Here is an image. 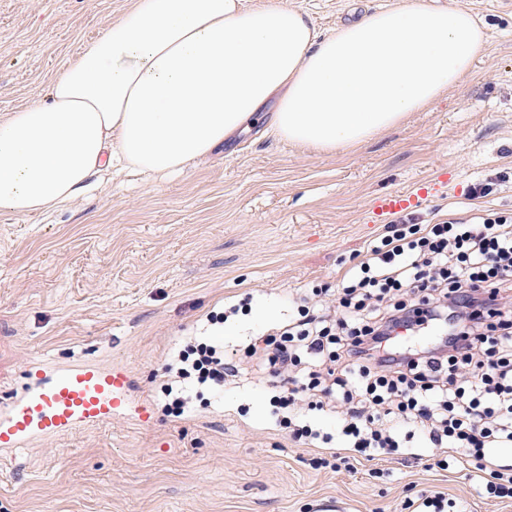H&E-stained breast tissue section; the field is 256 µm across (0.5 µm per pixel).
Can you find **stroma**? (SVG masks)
I'll list each match as a JSON object with an SVG mask.
<instances>
[{"instance_id": "35a3bbf8", "label": "stroma", "mask_w": 512, "mask_h": 512, "mask_svg": "<svg viewBox=\"0 0 512 512\" xmlns=\"http://www.w3.org/2000/svg\"><path fill=\"white\" fill-rule=\"evenodd\" d=\"M327 33L396 0H286ZM487 31L457 88L399 126L321 154L248 128L180 173H103L62 209L0 210V412L41 361L125 366L153 424L117 419L0 450V512H400L439 492L448 512H512L454 469L400 457L314 469L270 416L269 385H187L185 419L161 386L180 348L232 353L287 320L293 296L336 287L382 234L373 202L424 183L419 224L512 215V0H459ZM135 0H0V118L45 100L54 73ZM492 193L471 199L478 181ZM240 311L224 317L226 307Z\"/></svg>"}]
</instances>
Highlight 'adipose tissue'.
<instances>
[{"label":"adipose tissue","instance_id":"obj_1","mask_svg":"<svg viewBox=\"0 0 512 512\" xmlns=\"http://www.w3.org/2000/svg\"><path fill=\"white\" fill-rule=\"evenodd\" d=\"M487 47L461 5L398 4L319 34L283 0H137L0 119V210L73 201L105 168L183 171L272 108L273 133L335 153L456 88Z\"/></svg>","mask_w":512,"mask_h":512}]
</instances>
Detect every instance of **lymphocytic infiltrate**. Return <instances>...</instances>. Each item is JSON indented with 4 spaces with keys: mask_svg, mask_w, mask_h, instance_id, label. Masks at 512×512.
Listing matches in <instances>:
<instances>
[{
    "mask_svg": "<svg viewBox=\"0 0 512 512\" xmlns=\"http://www.w3.org/2000/svg\"><path fill=\"white\" fill-rule=\"evenodd\" d=\"M427 328L439 330L437 345H399ZM263 342L259 370L289 376L276 412L294 442L336 461L356 452L452 465L488 496L512 498V463L487 454L512 447V217L387 225L344 274L334 307L299 306ZM179 361L177 377L215 387L239 371L208 345ZM303 394L314 410L341 411L336 433L297 410ZM399 424L425 448L404 446Z\"/></svg>",
    "mask_w": 512,
    "mask_h": 512,
    "instance_id": "obj_1",
    "label": "lymphocytic infiltrate"
}]
</instances>
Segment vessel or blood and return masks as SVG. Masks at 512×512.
<instances>
[{
  "label": "vessel or blood",
  "mask_w": 512,
  "mask_h": 512,
  "mask_svg": "<svg viewBox=\"0 0 512 512\" xmlns=\"http://www.w3.org/2000/svg\"><path fill=\"white\" fill-rule=\"evenodd\" d=\"M431 191L425 184L381 195L372 212L380 221L394 218L421 206ZM34 377L33 386L0 416V448H23L38 438L62 437L116 419L150 423L149 406L131 397L130 374L123 366L76 363L49 372L39 368Z\"/></svg>",
  "instance_id": "1"
}]
</instances>
